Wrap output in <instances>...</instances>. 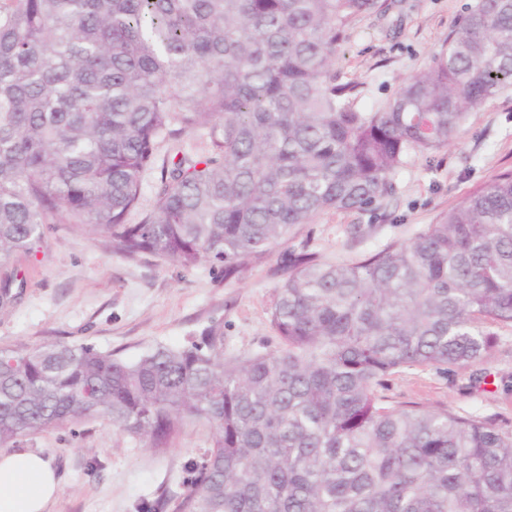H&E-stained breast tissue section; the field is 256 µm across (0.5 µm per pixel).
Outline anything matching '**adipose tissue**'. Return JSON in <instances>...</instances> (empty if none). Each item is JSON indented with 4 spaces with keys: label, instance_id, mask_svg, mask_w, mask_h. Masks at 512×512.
Segmentation results:
<instances>
[{
    "label": "adipose tissue",
    "instance_id": "ef3b65f1",
    "mask_svg": "<svg viewBox=\"0 0 512 512\" xmlns=\"http://www.w3.org/2000/svg\"><path fill=\"white\" fill-rule=\"evenodd\" d=\"M60 492L58 471L43 453L0 451V512H51Z\"/></svg>",
    "mask_w": 512,
    "mask_h": 512
}]
</instances>
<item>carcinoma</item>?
<instances>
[{
	"instance_id": "obj_1",
	"label": "carcinoma",
	"mask_w": 512,
	"mask_h": 512,
	"mask_svg": "<svg viewBox=\"0 0 512 512\" xmlns=\"http://www.w3.org/2000/svg\"><path fill=\"white\" fill-rule=\"evenodd\" d=\"M388 7L0 0V262L73 224L117 254L231 278L325 211L378 209L410 152L448 146L512 85V0H475L426 68L360 108L336 53ZM287 270L272 351L226 359L217 325L131 362L1 349L0 446L105 418L162 448L202 420L187 512H512V434L382 394L392 373L480 361L512 326V172L408 243L336 265L302 251Z\"/></svg>"
}]
</instances>
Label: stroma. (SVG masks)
Masks as SVG:
<instances>
[{
    "instance_id": "stroma-1",
    "label": "stroma",
    "mask_w": 512,
    "mask_h": 512,
    "mask_svg": "<svg viewBox=\"0 0 512 512\" xmlns=\"http://www.w3.org/2000/svg\"><path fill=\"white\" fill-rule=\"evenodd\" d=\"M390 9L352 22L336 55L340 80L360 84V105L390 98L454 34L473 0H389ZM512 170V86L470 112L455 139L430 154L410 153L394 192L374 211L329 210L294 238L232 278L203 263L186 270L142 254L134 258L66 224H51L38 246L0 264L18 277L13 304L0 313V349L89 344L133 360L158 345L179 347L218 324L228 357L275 349L271 324L288 255L307 248L322 262H348L412 240L440 215ZM388 404L423 406L487 419L512 433V327L498 331L481 361L389 375ZM210 428L186 421L157 449L96 419L21 437L14 448L53 458L63 486L54 512H181L187 464L208 447Z\"/></svg>"
}]
</instances>
